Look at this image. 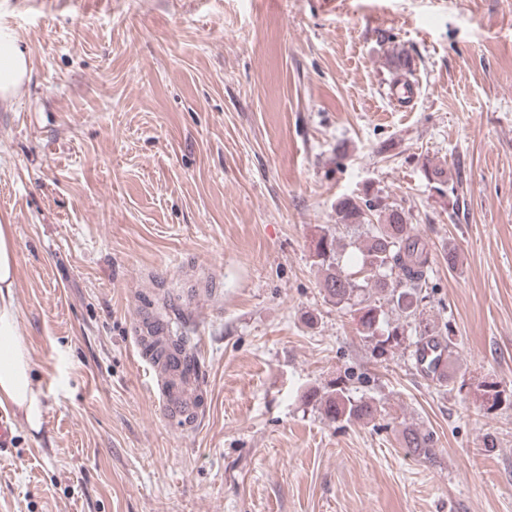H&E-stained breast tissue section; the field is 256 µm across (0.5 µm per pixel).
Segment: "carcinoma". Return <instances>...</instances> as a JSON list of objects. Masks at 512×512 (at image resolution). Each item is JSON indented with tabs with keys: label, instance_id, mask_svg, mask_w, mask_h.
I'll list each match as a JSON object with an SVG mask.
<instances>
[{
	"label": "carcinoma",
	"instance_id": "obj_1",
	"mask_svg": "<svg viewBox=\"0 0 512 512\" xmlns=\"http://www.w3.org/2000/svg\"><path fill=\"white\" fill-rule=\"evenodd\" d=\"M338 223L352 231L354 247L359 251L363 280L339 266L338 256L344 244L341 238L322 231L314 243L315 264L322 271L321 288L325 298L340 308L357 312L358 332L372 345L379 357L400 344L404 322L416 317L423 301V288L432 264L429 242L406 222L402 208L364 191L336 201ZM392 304L401 321L386 320L380 300ZM326 420L367 422L378 411L373 399L355 397L345 383L338 382L323 394H313ZM407 453L422 459L433 455V439L413 424L403 430Z\"/></svg>",
	"mask_w": 512,
	"mask_h": 512
}]
</instances>
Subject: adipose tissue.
Returning a JSON list of instances; mask_svg holds the SVG:
<instances>
[{"label": "adipose tissue", "mask_w": 512, "mask_h": 512, "mask_svg": "<svg viewBox=\"0 0 512 512\" xmlns=\"http://www.w3.org/2000/svg\"><path fill=\"white\" fill-rule=\"evenodd\" d=\"M29 70L25 50L10 33L0 30V100L11 101ZM14 254L11 228L0 224V406L13 405L26 424L36 430L42 423L41 401L17 329Z\"/></svg>", "instance_id": "ef3b65f1"}]
</instances>
